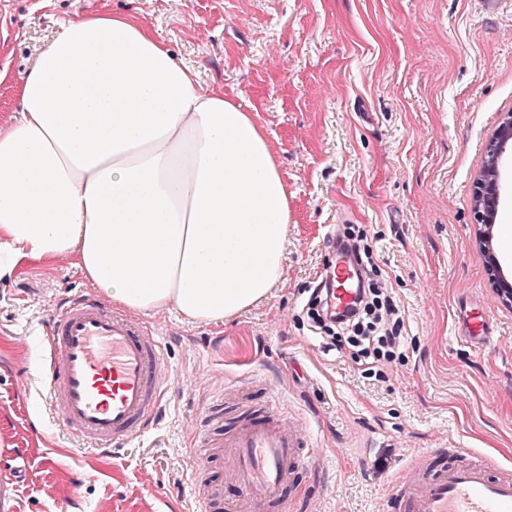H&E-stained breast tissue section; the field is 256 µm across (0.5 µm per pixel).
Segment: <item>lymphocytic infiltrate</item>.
I'll return each mask as SVG.
<instances>
[{"mask_svg":"<svg viewBox=\"0 0 512 512\" xmlns=\"http://www.w3.org/2000/svg\"><path fill=\"white\" fill-rule=\"evenodd\" d=\"M336 249L354 260L367 284L356 289L354 300L342 310L336 307L332 282L321 284L308 303L310 318L325 330L337 349H349L355 362L378 365L393 359L400 347L404 321L396 302L384 293L376 278L377 267L366 234L337 240Z\"/></svg>","mask_w":512,"mask_h":512,"instance_id":"obj_1","label":"lymphocytic infiltrate"}]
</instances>
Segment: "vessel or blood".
Here are the masks:
<instances>
[{
  "label": "vessel or blood",
  "instance_id": "vessel-or-blood-1",
  "mask_svg": "<svg viewBox=\"0 0 512 512\" xmlns=\"http://www.w3.org/2000/svg\"><path fill=\"white\" fill-rule=\"evenodd\" d=\"M44 351L48 405L88 449L118 451L158 419L169 385L161 339L101 296L53 306ZM203 441L241 488L247 512H287L285 489L317 458L307 435L272 406L232 434L207 433ZM493 466L422 454L408 480L391 484L389 503L397 512H512V472Z\"/></svg>",
  "mask_w": 512,
  "mask_h": 512
}]
</instances>
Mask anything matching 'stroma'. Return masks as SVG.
<instances>
[{
  "label": "stroma",
  "mask_w": 512,
  "mask_h": 512,
  "mask_svg": "<svg viewBox=\"0 0 512 512\" xmlns=\"http://www.w3.org/2000/svg\"><path fill=\"white\" fill-rule=\"evenodd\" d=\"M0 0V118L16 82L67 21L94 12L147 23L201 86L254 112L290 205L286 281L221 325L176 311L134 315L166 348L157 425L119 453L76 451L40 373L54 301L90 291L69 263L23 262L0 280V505L7 512H198L195 489L241 503L197 442L209 402L224 425L276 403L321 450L300 470L292 512H386L390 484L448 448L512 468V303L490 256L512 271V153L500 164L491 242L474 218L488 142L512 113V0ZM366 232L405 326L403 359L380 378L326 347L307 316L334 259ZM492 337L489 345L481 337ZM54 457L45 468L44 457ZM27 467L14 475V458Z\"/></svg>",
  "instance_id": "1"
}]
</instances>
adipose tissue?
Returning a JSON list of instances; mask_svg holds the SVG:
<instances>
[{"instance_id": "adipose-tissue-1", "label": "adipose tissue", "mask_w": 512, "mask_h": 512, "mask_svg": "<svg viewBox=\"0 0 512 512\" xmlns=\"http://www.w3.org/2000/svg\"><path fill=\"white\" fill-rule=\"evenodd\" d=\"M0 122V279L69 259L113 306L218 325L285 282L264 129L135 19L69 22Z\"/></svg>"}]
</instances>
